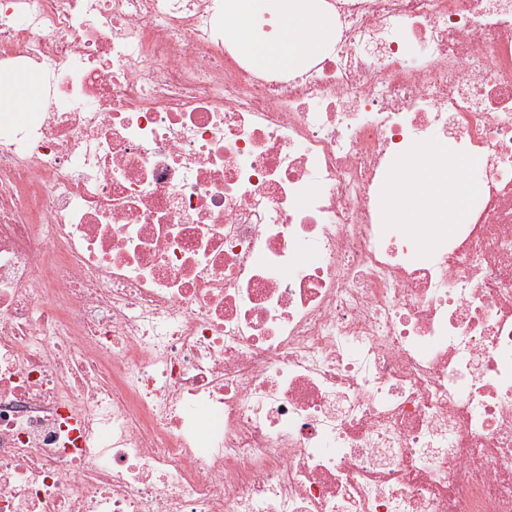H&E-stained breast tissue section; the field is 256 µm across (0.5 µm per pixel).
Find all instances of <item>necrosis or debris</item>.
<instances>
[{"label":"necrosis or debris","instance_id":"1","mask_svg":"<svg viewBox=\"0 0 512 512\" xmlns=\"http://www.w3.org/2000/svg\"><path fill=\"white\" fill-rule=\"evenodd\" d=\"M315 2L273 70L226 0H0V512H512V0ZM228 10L240 51L261 66L296 65L336 39L333 23L314 9L311 0H231ZM267 12L275 14L282 24L278 40H259L260 35L256 32V37L251 28V20ZM28 75L16 74L13 81L0 82V112H22L21 104L26 106L27 87L25 79ZM406 188L411 190L408 204L401 202ZM467 189L465 174L449 150L423 147L408 164L393 168L381 207L393 224H457L467 217Z\"/></svg>","mask_w":512,"mask_h":512}]
</instances>
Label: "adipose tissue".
<instances>
[{
	"label": "adipose tissue",
	"mask_w": 512,
	"mask_h": 512,
	"mask_svg": "<svg viewBox=\"0 0 512 512\" xmlns=\"http://www.w3.org/2000/svg\"><path fill=\"white\" fill-rule=\"evenodd\" d=\"M228 10L240 51L262 66L298 64L336 38L333 23L311 0H230ZM267 12L282 24L278 40H259L251 28L252 19ZM466 191L465 174L452 153L424 147L393 168L382 209L394 224H456L467 217Z\"/></svg>",
	"instance_id": "1"
}]
</instances>
